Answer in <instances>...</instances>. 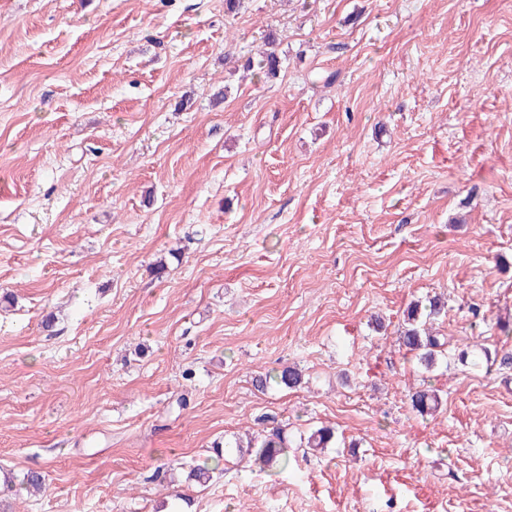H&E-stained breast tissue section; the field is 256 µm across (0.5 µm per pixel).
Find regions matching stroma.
Segmentation results:
<instances>
[{"label": "stroma", "mask_w": 512, "mask_h": 512, "mask_svg": "<svg viewBox=\"0 0 512 512\" xmlns=\"http://www.w3.org/2000/svg\"><path fill=\"white\" fill-rule=\"evenodd\" d=\"M4 292L0 512H512V0H0ZM428 304L424 306L426 317L421 313L422 303L416 301L411 303L407 309L406 325L404 326L399 340L402 346L408 351L415 352L420 365L427 371L432 370L440 357H445V342H441L439 336L433 334L430 326L431 318L439 316L445 303L436 297H429ZM270 381H273L277 386L290 389L298 388L303 384V373L296 365H285L276 370L273 375L266 373L255 380L257 387L262 389L267 388ZM411 406L420 415L433 414L441 405L439 394L432 390L420 389L409 395ZM224 448H237V451L243 452V448H247V452L255 450L254 463L258 465L259 471L266 469L271 471L275 467L285 469L288 467V448H292L288 443L282 430H276L271 434L265 435L261 439L260 445L256 446L251 440L247 446L235 439L234 445L229 441H224Z\"/></svg>", "instance_id": "obj_1"}]
</instances>
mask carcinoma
<instances>
[{
  "mask_svg": "<svg viewBox=\"0 0 512 512\" xmlns=\"http://www.w3.org/2000/svg\"><path fill=\"white\" fill-rule=\"evenodd\" d=\"M444 308L445 303L436 297L428 298L426 305L419 301L410 304L407 309L406 325L399 336L401 345L408 351L416 353L418 362L428 371L438 364L441 357L445 356V343L441 342L440 337L433 334L432 326H430V320L440 315ZM270 382L290 389L298 388L303 384V373L294 365H285L272 374L267 373L256 378L257 387L262 389L266 388ZM409 399L413 410L421 415L432 414L441 405L439 394L432 390H416L409 395ZM332 438L333 431L322 427L312 431L305 438V447L314 451L321 450L327 447ZM224 447H235L239 452L255 451L254 463L261 471L266 469L270 471L275 467L283 469L288 467L290 444L281 430L264 436L257 447L251 441L244 445L238 440L233 443L226 441Z\"/></svg>",
  "mask_w": 512,
  "mask_h": 512,
  "instance_id": "cac0c4a2",
  "label": "carcinoma"
}]
</instances>
